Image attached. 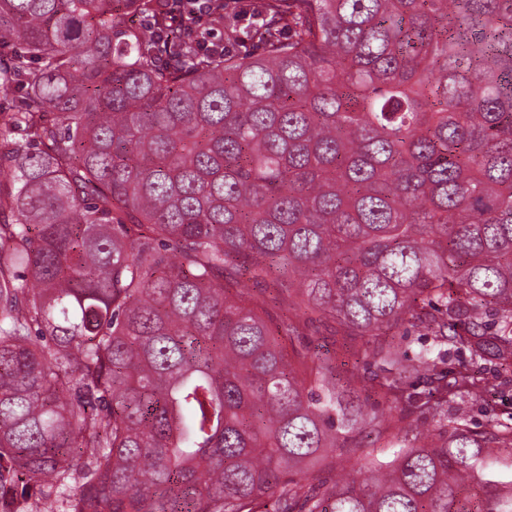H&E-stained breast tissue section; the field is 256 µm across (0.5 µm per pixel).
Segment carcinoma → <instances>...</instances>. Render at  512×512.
<instances>
[{
    "mask_svg": "<svg viewBox=\"0 0 512 512\" xmlns=\"http://www.w3.org/2000/svg\"><path fill=\"white\" fill-rule=\"evenodd\" d=\"M240 2L203 52L156 0H0V512H512V412H450L512 384V0ZM320 318L439 426L359 483L299 476L381 436L282 343Z\"/></svg>",
    "mask_w": 512,
    "mask_h": 512,
    "instance_id": "cac0c4a2",
    "label": "carcinoma"
}]
</instances>
